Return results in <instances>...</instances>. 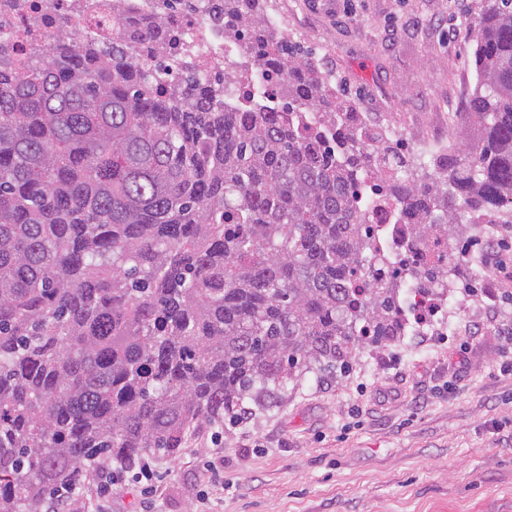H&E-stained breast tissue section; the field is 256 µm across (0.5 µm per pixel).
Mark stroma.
Segmentation results:
<instances>
[{"label": "stroma", "mask_w": 512, "mask_h": 512, "mask_svg": "<svg viewBox=\"0 0 512 512\" xmlns=\"http://www.w3.org/2000/svg\"><path fill=\"white\" fill-rule=\"evenodd\" d=\"M477 0H274L291 41L333 75L373 125L420 129L448 149L476 82ZM452 329L363 350L349 374L310 372L281 400L205 424L177 459L156 457L151 486L124 473L110 497L88 474L68 512H512V375L500 341L466 326L512 319V281L458 256ZM421 405H414V398Z\"/></svg>", "instance_id": "stroma-1"}]
</instances>
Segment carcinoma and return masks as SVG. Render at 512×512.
I'll list each match as a JSON object with an SVG mask.
<instances>
[{
  "label": "carcinoma",
  "mask_w": 512,
  "mask_h": 512,
  "mask_svg": "<svg viewBox=\"0 0 512 512\" xmlns=\"http://www.w3.org/2000/svg\"><path fill=\"white\" fill-rule=\"evenodd\" d=\"M267 0H201L288 111L224 108L236 76L200 82L166 13L89 46L66 21L44 52L0 54V512L100 462L174 459L195 428L301 374L348 369L402 335L396 275L360 183L384 186L410 248L443 241L421 284L462 277L461 212L512 224V0H483L462 146L425 159L374 134L287 35Z\"/></svg>",
  "instance_id": "obj_1"
}]
</instances>
